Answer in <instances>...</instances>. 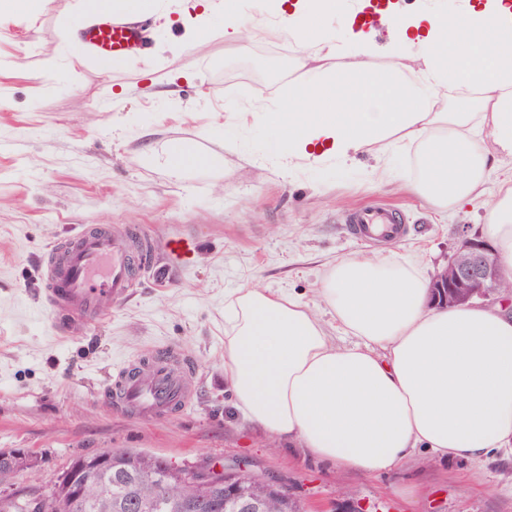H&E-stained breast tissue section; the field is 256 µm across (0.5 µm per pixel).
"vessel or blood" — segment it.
Returning a JSON list of instances; mask_svg holds the SVG:
<instances>
[{"label":"vessel or blood","instance_id":"1","mask_svg":"<svg viewBox=\"0 0 512 512\" xmlns=\"http://www.w3.org/2000/svg\"><path fill=\"white\" fill-rule=\"evenodd\" d=\"M143 36L138 22L112 16L88 25L85 45L95 55H120L125 45ZM350 232L365 240L399 239L406 234L396 214L385 208H366L346 219ZM135 255L126 234L109 224H84L59 247H52L43 264L44 302L56 327L71 331L80 323L100 318L102 296L125 300L133 286ZM195 391L189 363L160 353L148 362L119 372L107 387L115 408L142 420H153L184 407Z\"/></svg>","mask_w":512,"mask_h":512}]
</instances>
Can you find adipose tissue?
I'll return each instance as SVG.
<instances>
[{
    "label": "adipose tissue",
    "mask_w": 512,
    "mask_h": 512,
    "mask_svg": "<svg viewBox=\"0 0 512 512\" xmlns=\"http://www.w3.org/2000/svg\"><path fill=\"white\" fill-rule=\"evenodd\" d=\"M333 0H270L232 36L265 31L296 40L305 78L266 118L278 130L273 153L312 168L373 149L392 136L414 145L412 187L452 211L483 196L491 174L512 158V0L449 11L388 10L390 42L377 47L345 11L347 39L314 28ZM213 0H84L82 16L112 12L168 18L200 31ZM384 54L382 71L369 58ZM477 97L474 112L450 110L444 90ZM512 277V174L480 228ZM418 261L355 255L332 265L318 294L320 317L301 300L261 288L224 299V381L244 419L284 445L336 467L391 471L424 448L444 458L512 456V315L429 303ZM350 335L337 343L328 322Z\"/></svg>",
    "instance_id": "ef3b65f1"
}]
</instances>
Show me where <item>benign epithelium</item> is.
I'll return each instance as SVG.
<instances>
[{
    "label": "benign epithelium",
    "mask_w": 512,
    "mask_h": 512,
    "mask_svg": "<svg viewBox=\"0 0 512 512\" xmlns=\"http://www.w3.org/2000/svg\"><path fill=\"white\" fill-rule=\"evenodd\" d=\"M430 302L436 306L478 302L491 307L498 305L511 313L512 287H505V278L495 260L492 246L476 234L462 235L447 264L437 269L432 277ZM111 458L110 450L87 456L80 463L60 471L57 480L67 487L72 499L78 500L86 478L100 470ZM0 461L13 471L37 467L30 453L22 448L0 450ZM244 473L257 481L279 486L275 479L258 470L245 466L228 470L208 460L188 469L186 481L202 484L204 488L183 507L191 512H200L212 506L211 493L205 486L224 484L237 489L244 483Z\"/></svg>",
    "instance_id": "obj_1"
}]
</instances>
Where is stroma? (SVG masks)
<instances>
[{
    "label": "stroma",
    "mask_w": 512,
    "mask_h": 512,
    "mask_svg": "<svg viewBox=\"0 0 512 512\" xmlns=\"http://www.w3.org/2000/svg\"><path fill=\"white\" fill-rule=\"evenodd\" d=\"M80 3L52 0L0 27V448L38 461L7 489L44 486L79 453L133 448L179 466L253 463L304 512H512L511 462L420 451L391 472L339 470L274 445L224 384L225 294L259 285L315 308L324 273L354 254L411 257L434 273L478 233L489 197L437 210L374 178L377 152L287 170L255 113L300 80L298 42L227 37L219 11L201 46L176 19L149 32L148 54L104 71L73 47ZM173 146L208 162L172 167ZM367 205L395 211L407 235L353 239L344 219ZM81 224L147 234L154 265L135 268L126 302L62 340L40 300L42 263ZM167 346L193 366L190 404L155 422L114 409L110 377Z\"/></svg>",
    "instance_id": "obj_1"
}]
</instances>
